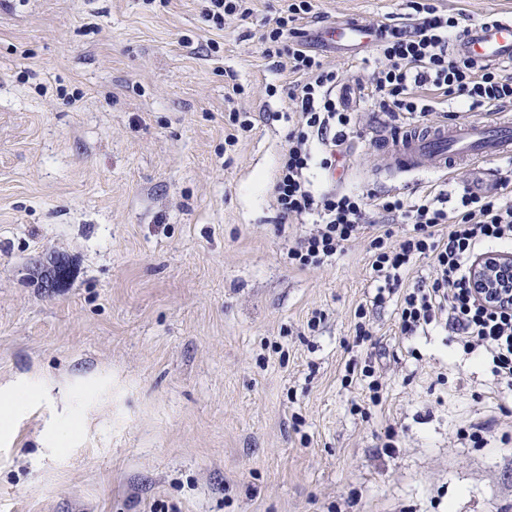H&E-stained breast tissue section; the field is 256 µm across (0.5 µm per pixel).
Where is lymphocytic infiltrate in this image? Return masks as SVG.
Returning <instances> with one entry per match:
<instances>
[{
	"instance_id": "f902f5d3",
	"label": "lymphocytic infiltrate",
	"mask_w": 512,
	"mask_h": 512,
	"mask_svg": "<svg viewBox=\"0 0 512 512\" xmlns=\"http://www.w3.org/2000/svg\"><path fill=\"white\" fill-rule=\"evenodd\" d=\"M407 7L406 22L367 23L376 34L380 64L365 80L328 67L312 51L309 36L292 29V22L311 14V0H282L264 38L266 57H287L296 76L287 89L295 121L279 159L274 200L282 222L302 224L311 217L316 224L289 247L288 259L306 269L367 238L376 288L372 304L394 302L399 335L448 328L465 354L512 385V305H484L469 284L478 256L512 247V176L489 187L463 186L452 198L433 189L412 198L365 195L318 187L310 177L315 163L334 176L347 154L356 127L344 96L349 87L365 93L377 111L408 122L512 107L511 72L449 54V44L464 31L456 14L435 0H407ZM374 210L400 218L407 226L403 236L395 237L390 225L373 223ZM423 256L433 259L431 276L405 286L406 272Z\"/></svg>"
}]
</instances>
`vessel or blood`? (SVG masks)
Returning a JSON list of instances; mask_svg holds the SVG:
<instances>
[{
  "mask_svg": "<svg viewBox=\"0 0 512 512\" xmlns=\"http://www.w3.org/2000/svg\"><path fill=\"white\" fill-rule=\"evenodd\" d=\"M335 36L354 49L370 41L358 23L344 24ZM453 55L497 65L512 63V15L472 24L451 48ZM378 140L394 174L447 171L459 163L475 164L512 155V114L437 122L429 128L389 130Z\"/></svg>",
  "mask_w": 512,
  "mask_h": 512,
  "instance_id": "1",
  "label": "vessel or blood"
}]
</instances>
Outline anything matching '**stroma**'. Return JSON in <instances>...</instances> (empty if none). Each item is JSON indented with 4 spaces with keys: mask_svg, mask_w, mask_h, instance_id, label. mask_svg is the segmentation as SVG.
Here are the masks:
<instances>
[{
    "mask_svg": "<svg viewBox=\"0 0 512 512\" xmlns=\"http://www.w3.org/2000/svg\"><path fill=\"white\" fill-rule=\"evenodd\" d=\"M306 33L406 19L312 0ZM203 0H0V512H512V386L442 329L403 338L368 243L298 269L272 194L292 112L261 36ZM341 186L383 195L512 171L390 176L352 103ZM237 133L228 147L224 138ZM66 256L73 276L44 288ZM374 359L382 401L347 367ZM486 424L475 448L455 433Z\"/></svg>",
    "mask_w": 512,
    "mask_h": 512,
    "instance_id": "stroma-1",
    "label": "stroma"
}]
</instances>
